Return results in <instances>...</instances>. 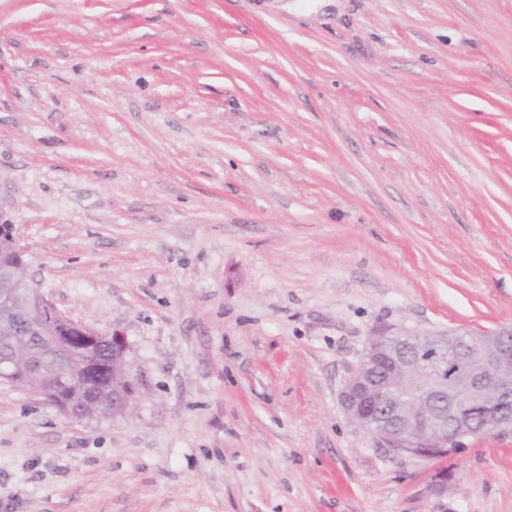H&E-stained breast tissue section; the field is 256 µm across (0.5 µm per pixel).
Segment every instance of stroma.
Wrapping results in <instances>:
<instances>
[{
    "label": "stroma",
    "mask_w": 512,
    "mask_h": 512,
    "mask_svg": "<svg viewBox=\"0 0 512 512\" xmlns=\"http://www.w3.org/2000/svg\"><path fill=\"white\" fill-rule=\"evenodd\" d=\"M1 223L139 395L0 383V512H512V438L341 402L373 336L512 330V0H0ZM112 387V396H98L91 394L87 400L79 408L70 409L65 408L60 411L70 419H93V418H107L123 415L131 403L136 400L135 392L130 386L113 385L106 377H102L98 381H92L89 388L105 391L107 388ZM109 407L110 414H103L105 409Z\"/></svg>",
    "instance_id": "obj_1"
}]
</instances>
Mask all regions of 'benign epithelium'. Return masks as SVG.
Returning <instances> with one entry per match:
<instances>
[{
    "label": "benign epithelium",
    "instance_id": "obj_1",
    "mask_svg": "<svg viewBox=\"0 0 512 512\" xmlns=\"http://www.w3.org/2000/svg\"><path fill=\"white\" fill-rule=\"evenodd\" d=\"M12 248L20 258L0 265V381L40 362L38 373L21 383L46 397L55 379L79 370L80 355L57 340L75 330L112 354V373L127 377L132 368L124 337L103 334L61 311L27 276L24 251L16 233ZM512 330L483 338L478 351H465L439 335L387 336L370 341L342 393L346 411L367 432L398 456L411 440L448 452L464 447L475 430L512 437ZM135 401L129 386H112L109 397L90 395L79 408H65L70 419L115 417Z\"/></svg>",
    "mask_w": 512,
    "mask_h": 512
}]
</instances>
